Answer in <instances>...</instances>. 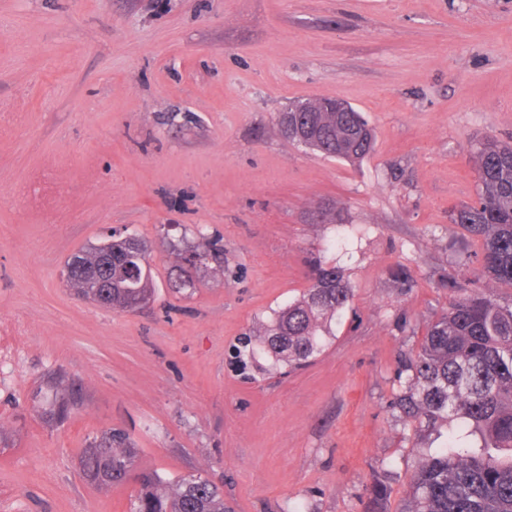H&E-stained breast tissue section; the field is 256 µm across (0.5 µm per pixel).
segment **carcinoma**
<instances>
[{
	"instance_id": "carcinoma-1",
	"label": "carcinoma",
	"mask_w": 512,
	"mask_h": 512,
	"mask_svg": "<svg viewBox=\"0 0 512 512\" xmlns=\"http://www.w3.org/2000/svg\"><path fill=\"white\" fill-rule=\"evenodd\" d=\"M333 99L304 102L300 113L309 146L349 162L367 156L373 131L357 111H332ZM367 128L355 148H343L348 132ZM479 181L476 203L455 209L451 220L483 244V273L512 288V145L485 139L472 148ZM148 259V247L128 234L78 254L98 272L95 279L65 276L79 295L105 308L135 311L155 294L152 275L129 278L133 253ZM174 286L193 285L191 270L224 271V249L172 246ZM448 311L432 321L414 354L397 370L393 409L415 431L447 426L439 448H419L410 476V494L401 512H512V301L504 303L457 281ZM352 288L336 266L317 264L302 296L275 311L253 333L274 363L299 366L319 354L329 324L349 303ZM46 422L60 424L83 401L82 389L54 378L32 395ZM138 449L130 436L108 429L92 438L80 455L82 475L99 488L134 479L137 489L128 512H231L224 491L212 480L187 475L169 480L137 469ZM388 489L375 484L366 512H382Z\"/></svg>"
}]
</instances>
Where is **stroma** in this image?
<instances>
[{
  "mask_svg": "<svg viewBox=\"0 0 512 512\" xmlns=\"http://www.w3.org/2000/svg\"><path fill=\"white\" fill-rule=\"evenodd\" d=\"M318 97L374 128L350 163L285 139ZM512 139V0H0V512H127L135 483L79 455L126 431L140 469L202 474L232 512H363L408 495L432 439L393 410L396 372L471 288L476 140ZM149 247L137 312L74 294L66 260L108 230ZM220 236L224 271L169 283L172 243ZM353 288L323 350L273 370L242 339L299 299L312 265ZM85 401L60 426L30 394ZM34 407L46 422L60 424L66 421L71 412L83 401L82 389L73 383H65L62 378H52L45 387H40L32 395Z\"/></svg>",
  "mask_w": 512,
  "mask_h": 512,
  "instance_id": "obj_1",
  "label": "stroma"
}]
</instances>
